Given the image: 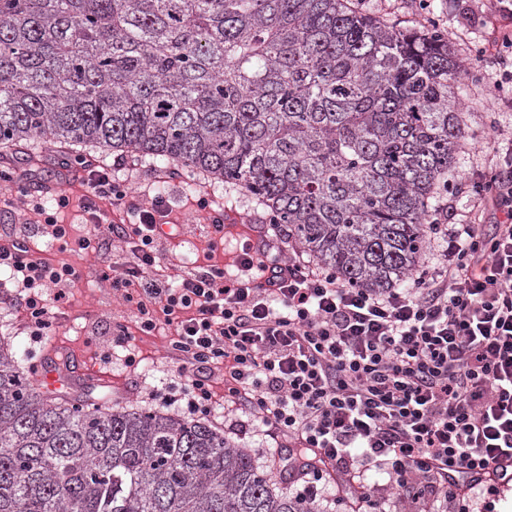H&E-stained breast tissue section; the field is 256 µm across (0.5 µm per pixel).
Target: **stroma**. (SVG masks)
Instances as JSON below:
<instances>
[{
	"mask_svg": "<svg viewBox=\"0 0 512 512\" xmlns=\"http://www.w3.org/2000/svg\"><path fill=\"white\" fill-rule=\"evenodd\" d=\"M364 9L401 27L437 19L458 53L467 57L470 73L462 78L461 94L467 105V121L475 136L467 140L459 155L455 176L441 201L448 204L456 221L474 220L480 216L481 208L467 179L490 165L493 157L488 146L490 140L501 133L512 135V103H504L498 91L484 79L485 72L494 69L495 62L476 57L478 48H491L494 30L502 26V19H495L490 26L466 25L454 0H428L424 6L419 0H365ZM63 151V145L57 144L36 161L16 162L14 180L0 181V234L24 230L30 249L38 255L46 254V239L37 230L38 216L30 200L18 191V180L26 178L34 188L48 182L61 184L54 159ZM167 172V167L152 159L140 158L129 179L130 196L138 203L148 204L151 195L163 189ZM182 182L178 230L174 235L161 237L157 243L161 257L157 272L172 279L192 271L197 255L202 254L213 236L210 224L195 210L193 195H205L215 209L227 212L224 235L225 246L229 249L247 234L252 222L263 218L262 212L254 210L250 203L228 194L223 184L189 175L183 176ZM129 259V250L117 241L104 246L98 254L70 255V263L80 270L81 276L69 286L64 303L65 318L56 335L49 340L31 336L19 317L0 307V336L12 337L19 356L27 362H66L75 358L83 368L95 369L106 383L88 385L86 391L92 397H108L120 404L151 406L187 415V404L173 385L177 363L164 337H137L139 362L133 366L126 365L122 350L110 348L116 325L135 329L136 312L125 304L111 282L100 279L99 271L109 266L114 272H121ZM210 420L222 427L231 441L249 448L257 462L271 470L279 485L293 494L303 490L304 482L299 474L284 466L287 449L278 447L265 435L244 404L217 401Z\"/></svg>",
	"mask_w": 512,
	"mask_h": 512,
	"instance_id": "1",
	"label": "stroma"
}]
</instances>
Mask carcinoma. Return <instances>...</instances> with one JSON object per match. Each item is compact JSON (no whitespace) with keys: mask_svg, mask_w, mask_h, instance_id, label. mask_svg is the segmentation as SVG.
<instances>
[{"mask_svg":"<svg viewBox=\"0 0 512 512\" xmlns=\"http://www.w3.org/2000/svg\"><path fill=\"white\" fill-rule=\"evenodd\" d=\"M436 28L349 0H0V155L68 144L222 182L352 288L422 264L473 136ZM0 336V512H319L208 420L51 397Z\"/></svg>","mask_w":512,"mask_h":512,"instance_id":"1","label":"carcinoma"}]
</instances>
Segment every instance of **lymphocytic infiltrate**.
<instances>
[{"label": "lymphocytic infiltrate", "mask_w": 512, "mask_h": 512, "mask_svg": "<svg viewBox=\"0 0 512 512\" xmlns=\"http://www.w3.org/2000/svg\"><path fill=\"white\" fill-rule=\"evenodd\" d=\"M495 168L475 174L473 193L488 224H451L435 210V235L449 238L448 263L420 270L409 288L346 286L333 273L283 259V246L257 228L231 267L205 264L177 283H160L156 241L172 224L171 192L130 202L112 166L81 156L80 201L91 230L78 249L100 252L118 239L131 259L102 271L138 313V329L173 331L180 391L191 413L210 414L213 372L277 445L294 447L290 468L312 476L301 496L329 475L368 512L380 502L356 484L376 466L387 486L441 497L449 512H474L476 499L512 484V144L495 142ZM124 209L132 219L112 221ZM0 295L32 335H50L75 278L66 263L31 254L24 233L0 239Z\"/></svg>", "instance_id": "1"}]
</instances>
